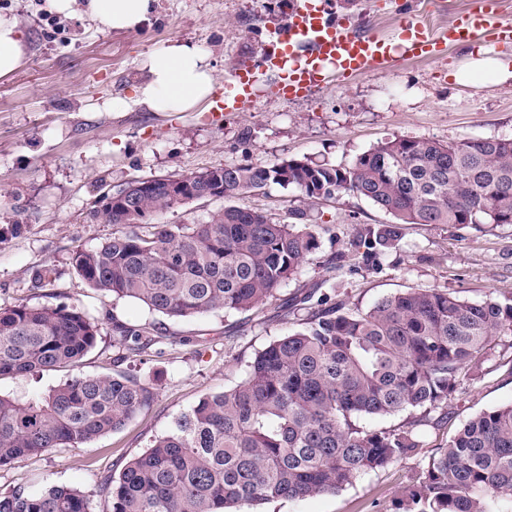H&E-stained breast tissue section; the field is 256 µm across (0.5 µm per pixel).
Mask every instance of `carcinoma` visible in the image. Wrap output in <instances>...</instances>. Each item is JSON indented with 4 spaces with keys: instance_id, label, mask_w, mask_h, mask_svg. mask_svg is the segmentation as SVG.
<instances>
[{
    "instance_id": "obj_1",
    "label": "carcinoma",
    "mask_w": 512,
    "mask_h": 512,
    "mask_svg": "<svg viewBox=\"0 0 512 512\" xmlns=\"http://www.w3.org/2000/svg\"><path fill=\"white\" fill-rule=\"evenodd\" d=\"M311 202L354 195L391 217L358 224L322 261V281L283 300L296 328L257 352L246 378L208 395L104 476L95 493L108 512H230L278 499L336 494L365 472L421 455L417 427L479 379L500 336H512V296L470 302L438 288H410L363 310L330 281L379 274L406 224H512V138L441 143L394 138L341 166L288 160L238 164L130 182L118 193L138 210L105 211L132 226L182 202L231 201L268 184ZM318 248L307 213L277 220L260 208L226 206L199 224L125 231L72 261L89 288L140 301L178 320L215 311L248 313L298 275ZM156 325L112 322V336L143 352ZM101 335L98 319L61 301L0 307V380L78 368ZM153 387L124 374H76L21 401L0 394V468L53 448H79L149 408ZM414 414L399 427L369 429L365 417ZM401 512H512V403L469 419L429 457L400 502ZM0 512H91L77 486L0 492Z\"/></svg>"
}]
</instances>
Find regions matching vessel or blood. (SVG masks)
Returning <instances> with one entry per match:
<instances>
[{
	"label": "vessel or blood",
	"mask_w": 512,
	"mask_h": 512,
	"mask_svg": "<svg viewBox=\"0 0 512 512\" xmlns=\"http://www.w3.org/2000/svg\"><path fill=\"white\" fill-rule=\"evenodd\" d=\"M331 0H297L289 25L271 33L273 50L255 67L225 78L211 98L210 116H224L255 102L258 86L270 84L284 99H294L319 87L327 68L346 77L363 76L395 63L390 42L373 33H360L329 18ZM483 14L435 31L423 23L406 25L405 49L410 56L437 54L450 44L477 37L484 27Z\"/></svg>",
	"instance_id": "obj_1"
}]
</instances>
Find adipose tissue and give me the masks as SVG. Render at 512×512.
I'll return each mask as SVG.
<instances>
[{
  "instance_id": "ef3b65f1",
  "label": "adipose tissue",
  "mask_w": 512,
  "mask_h": 512,
  "mask_svg": "<svg viewBox=\"0 0 512 512\" xmlns=\"http://www.w3.org/2000/svg\"><path fill=\"white\" fill-rule=\"evenodd\" d=\"M157 0H48L50 11L81 15L101 31H129L145 25ZM26 59L25 37L17 23L0 16V79ZM146 82L134 87L127 103L152 112H191L207 101L216 84L206 54L196 45L174 42L151 53Z\"/></svg>"
}]
</instances>
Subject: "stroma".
<instances>
[{
    "instance_id": "35a3bbf8",
    "label": "stroma",
    "mask_w": 512,
    "mask_h": 512,
    "mask_svg": "<svg viewBox=\"0 0 512 512\" xmlns=\"http://www.w3.org/2000/svg\"><path fill=\"white\" fill-rule=\"evenodd\" d=\"M470 0H360L335 8L332 19L361 32L394 40L416 20L448 26ZM295 0H157L139 30L101 32L86 18L65 17L47 0H0V15L14 19L27 40V60L0 79V231L22 230L0 244V306L20 301H66L99 319L101 334L80 371L118 372L154 387L152 406L123 429L80 448H55L0 468V490L45 483L92 493L101 477L119 474L131 457L172 429L202 397L232 388L246 377L257 351L293 328L278 315L280 299L319 277L322 260L341 247L354 225L389 217L353 195L305 205L299 192L277 184L265 194L236 199L284 218L306 209L318 238L300 273L251 316L221 311L165 321L144 304L112 299L89 288L74 267L76 249L111 238L117 225L98 213L99 201L128 182L179 176L227 164L328 160L352 156L396 137L440 142L512 138V78L455 79L482 39L449 46L436 59L403 57L391 70L345 79L307 97L285 100L261 87L256 103L215 122L206 112H150L124 108L132 87L146 78L148 55L174 41L197 45L217 81L258 62L270 30L283 26ZM203 198L148 216L151 224H193L223 209ZM51 268L52 282L33 285L36 271ZM336 285L353 304L368 308L380 297L409 288H440L480 302L512 295V224L501 226L413 224L378 275L341 271ZM159 324L144 353L125 355L112 340V322ZM512 402V338L501 336L482 365L480 380L449 402L445 424L419 427L422 456L360 475L337 494L280 499L264 512H397L405 488L472 416Z\"/></svg>"
}]
</instances>
